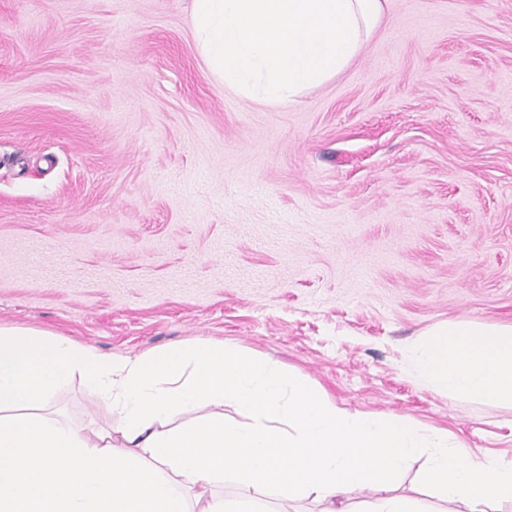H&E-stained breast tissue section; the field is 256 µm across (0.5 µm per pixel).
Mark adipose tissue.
Here are the masks:
<instances>
[{"mask_svg":"<svg viewBox=\"0 0 512 512\" xmlns=\"http://www.w3.org/2000/svg\"><path fill=\"white\" fill-rule=\"evenodd\" d=\"M408 359L429 389L512 405L510 326L446 324ZM77 375L119 415L118 430L54 411ZM227 402L244 424L217 413ZM421 453L443 510L394 489ZM361 487L371 501L341 503ZM294 494L320 512H512V459H478L445 430L349 411L278 362L218 341L107 355L0 326V512H270Z\"/></svg>","mask_w":512,"mask_h":512,"instance_id":"1","label":"adipose tissue"}]
</instances>
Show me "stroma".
<instances>
[{
    "label": "stroma",
    "mask_w": 512,
    "mask_h": 512,
    "mask_svg": "<svg viewBox=\"0 0 512 512\" xmlns=\"http://www.w3.org/2000/svg\"><path fill=\"white\" fill-rule=\"evenodd\" d=\"M447 323L512 324V0H389L286 107L210 74L191 0H0V325L221 341L512 459V408L406 369Z\"/></svg>",
    "instance_id": "obj_1"
}]
</instances>
